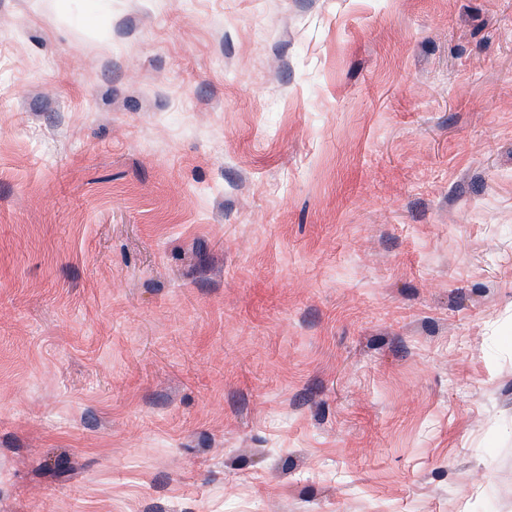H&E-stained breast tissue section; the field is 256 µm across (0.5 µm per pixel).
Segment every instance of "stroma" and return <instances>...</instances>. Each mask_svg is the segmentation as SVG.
Returning <instances> with one entry per match:
<instances>
[{
	"mask_svg": "<svg viewBox=\"0 0 512 512\" xmlns=\"http://www.w3.org/2000/svg\"><path fill=\"white\" fill-rule=\"evenodd\" d=\"M0 512H512V0H0Z\"/></svg>",
	"mask_w": 512,
	"mask_h": 512,
	"instance_id": "obj_1",
	"label": "stroma"
}]
</instances>
